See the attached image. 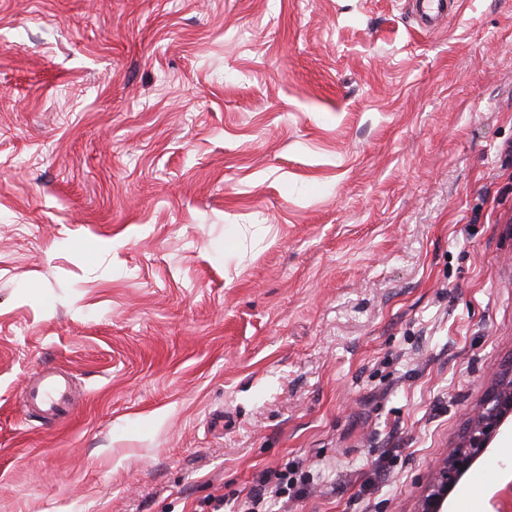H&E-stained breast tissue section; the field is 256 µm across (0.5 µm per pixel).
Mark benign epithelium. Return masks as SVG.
<instances>
[{"label":"benign epithelium","mask_w":512,"mask_h":512,"mask_svg":"<svg viewBox=\"0 0 512 512\" xmlns=\"http://www.w3.org/2000/svg\"><path fill=\"white\" fill-rule=\"evenodd\" d=\"M509 427L512 428V365L498 374L486 397L471 411L461 440L435 469L417 512H448V496L479 455Z\"/></svg>","instance_id":"obj_1"}]
</instances>
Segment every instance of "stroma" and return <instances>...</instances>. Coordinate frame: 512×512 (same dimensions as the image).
Here are the masks:
<instances>
[{"label": "stroma", "mask_w": 512, "mask_h": 512, "mask_svg": "<svg viewBox=\"0 0 512 512\" xmlns=\"http://www.w3.org/2000/svg\"><path fill=\"white\" fill-rule=\"evenodd\" d=\"M510 360L512 0H0V512H415ZM414 4L419 6L418 26L426 32L441 28V21L444 20L446 23L450 15L446 0H415ZM24 389L27 403L39 406L55 421L66 420L75 407L68 380L52 373L36 371Z\"/></svg>", "instance_id": "stroma-1"}]
</instances>
